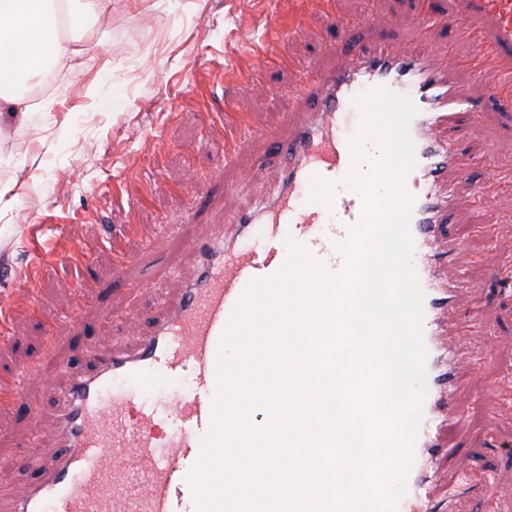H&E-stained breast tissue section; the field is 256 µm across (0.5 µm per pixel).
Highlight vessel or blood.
Returning <instances> with one entry per match:
<instances>
[{
	"mask_svg": "<svg viewBox=\"0 0 512 512\" xmlns=\"http://www.w3.org/2000/svg\"><path fill=\"white\" fill-rule=\"evenodd\" d=\"M450 25L471 41L468 57L436 37L405 51L379 38L349 48L336 70L306 75L300 91L309 106L297 114L294 135L282 147L288 166L273 197L243 203L226 217L221 236L209 232L191 240L199 255L197 278L181 287L167 319L130 348L103 351L82 344L84 369L57 393L55 447L16 462L36 478L19 490L12 512H198L189 475L212 421L220 339L247 284L285 263L284 236L308 244L329 272L342 269L337 246L361 215L359 196L344 183L352 165L345 126L358 112L355 97L380 87L409 97L419 110L409 129L416 165L404 186L414 198L410 229L424 292L427 394L397 512H435L422 472L438 446L440 422L454 426L461 420L457 347L481 325L479 307L458 303L468 283L438 282V244L455 239L447 226L455 188L439 172L448 167L466 175L475 165L460 155L452 136L463 118H478L454 74L464 67L479 76L499 64L498 46L461 17L431 23L435 32ZM437 56L443 67L434 66ZM443 308L459 311L458 329H442ZM158 372L191 377L189 389L164 409L137 401L140 387ZM0 391L8 394L10 407L37 419L35 404L17 383L1 384Z\"/></svg>",
	"mask_w": 512,
	"mask_h": 512,
	"instance_id": "b4317fda",
	"label": "vessel or blood"
}]
</instances>
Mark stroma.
Segmentation results:
<instances>
[{"label": "stroma", "mask_w": 512, "mask_h": 512, "mask_svg": "<svg viewBox=\"0 0 512 512\" xmlns=\"http://www.w3.org/2000/svg\"><path fill=\"white\" fill-rule=\"evenodd\" d=\"M345 27L329 26L320 0H277L284 39L266 37L265 0H110L77 69H63L52 94L32 112H0V292L22 294L16 272L38 242L57 239L93 259L76 265L46 259L37 270L35 306L13 310V335L0 343V375L19 374L40 410L24 419L0 407V512H11L16 490L33 479L15 461L53 447L55 407L47 380L33 372L45 353L79 368V347L91 340L108 350L141 336L164 319L177 283L190 281L197 260L188 241L199 231H220L242 197L268 198L286 162L275 148L292 135L306 107L298 88L310 68L336 69L345 48L380 37L398 47L428 37V18L465 10L469 27L496 39V15L485 0H333ZM265 54L287 52L288 63L267 70L262 82L225 81L219 71L253 66L247 40ZM504 65L456 80L468 88L482 122L465 144L484 166L467 178L449 173L457 201L450 216L462 228L474 221L497 227L491 262L482 239L458 244L441 266L442 280L467 269L484 309L485 333L460 345L479 355V375H464L463 420L449 436L480 481L459 496L454 512H512V417L501 412L512 385V297L495 268L512 263V188L495 193L481 212L470 198L491 172L512 170V102L489 99L491 87L512 84V41ZM240 104L252 136L233 157L224 155L223 123L209 120L225 99ZM123 234L133 262L113 274L109 232Z\"/></svg>", "instance_id": "35a3bbf8"}]
</instances>
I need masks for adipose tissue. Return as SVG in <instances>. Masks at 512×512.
I'll use <instances>...</instances> for the list:
<instances>
[{
    "label": "adipose tissue",
    "mask_w": 512,
    "mask_h": 512,
    "mask_svg": "<svg viewBox=\"0 0 512 512\" xmlns=\"http://www.w3.org/2000/svg\"><path fill=\"white\" fill-rule=\"evenodd\" d=\"M55 0H0V104L13 112L33 108L18 87V76L33 77L42 67H64L81 55L93 33L95 19L106 0H67L69 26L75 43L61 40L53 5Z\"/></svg>",
    "instance_id": "adipose-tissue-1"
}]
</instances>
